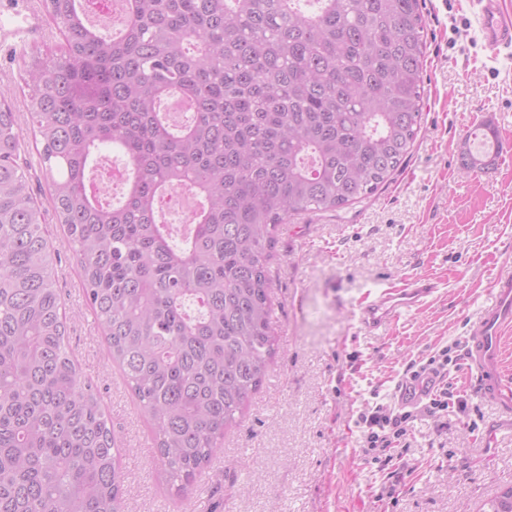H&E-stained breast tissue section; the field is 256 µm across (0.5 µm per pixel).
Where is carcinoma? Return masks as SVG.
Wrapping results in <instances>:
<instances>
[{
    "label": "carcinoma",
    "mask_w": 512,
    "mask_h": 512,
    "mask_svg": "<svg viewBox=\"0 0 512 512\" xmlns=\"http://www.w3.org/2000/svg\"><path fill=\"white\" fill-rule=\"evenodd\" d=\"M91 0H43L66 39L19 52L30 133L112 362L184 493L266 377L276 336L268 265L292 216L360 202L420 128L418 0H125L117 32ZM191 102L175 125L161 102ZM129 175L88 188L100 148ZM26 136L0 100V512H124L116 440L66 341ZM497 153L461 152L466 171ZM200 205L173 237L157 204ZM486 512H512V486Z\"/></svg>",
    "instance_id": "1"
}]
</instances>
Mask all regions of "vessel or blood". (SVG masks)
<instances>
[{
	"label": "vessel or blood",
	"instance_id": "b4317fda",
	"mask_svg": "<svg viewBox=\"0 0 512 512\" xmlns=\"http://www.w3.org/2000/svg\"><path fill=\"white\" fill-rule=\"evenodd\" d=\"M474 4L486 50L494 55L512 50V12L503 10L501 0H474ZM434 291V283L422 277L410 279L399 288L377 289L360 304L359 322L367 330H376L400 310L422 306ZM510 329L512 269L506 268L494 278L490 297L470 326L463 355L477 396L505 414H512V376L503 370L502 343Z\"/></svg>",
	"mask_w": 512,
	"mask_h": 512
}]
</instances>
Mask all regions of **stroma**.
<instances>
[{
  "label": "stroma",
  "mask_w": 512,
  "mask_h": 512,
  "mask_svg": "<svg viewBox=\"0 0 512 512\" xmlns=\"http://www.w3.org/2000/svg\"><path fill=\"white\" fill-rule=\"evenodd\" d=\"M419 8L426 53L414 147L361 202L281 226L269 263L277 350L249 408L186 493L165 480L147 418L108 358L80 267L47 206L43 231L61 257L69 351L126 450V512H480L512 485V418L480 403L459 361L448 366V389L466 400L465 413L418 414L391 460L360 454L364 408L389 402L409 363L466 338L493 279L512 265V155L466 175L459 165L476 125L512 140V55L486 50L472 0H419ZM22 38L52 53L63 43L41 0H0V96L25 129L13 60ZM414 277L437 286L425 305L378 330L361 327L367 291ZM495 421L497 435L485 442Z\"/></svg>",
  "instance_id": "stroma-1"
}]
</instances>
